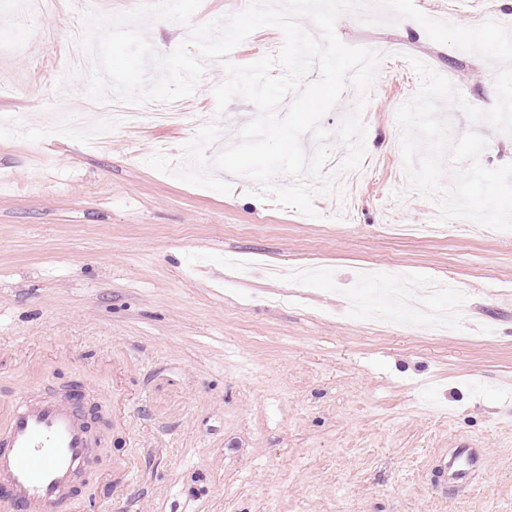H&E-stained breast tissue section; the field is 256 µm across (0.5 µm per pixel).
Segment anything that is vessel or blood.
Wrapping results in <instances>:
<instances>
[{"instance_id": "obj_1", "label": "vessel or blood", "mask_w": 512, "mask_h": 512, "mask_svg": "<svg viewBox=\"0 0 512 512\" xmlns=\"http://www.w3.org/2000/svg\"><path fill=\"white\" fill-rule=\"evenodd\" d=\"M86 407L75 397L33 402L19 397L0 426V512H72L74 481L89 469ZM479 464L471 449L448 459V482L468 479Z\"/></svg>"}]
</instances>
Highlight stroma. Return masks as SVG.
Segmentation results:
<instances>
[{
    "mask_svg": "<svg viewBox=\"0 0 512 512\" xmlns=\"http://www.w3.org/2000/svg\"><path fill=\"white\" fill-rule=\"evenodd\" d=\"M241 0H201L188 24L151 19L161 55L193 28L240 13ZM461 26L512 28V0H414ZM347 46L390 47L361 112L367 176L354 206L331 195L316 216L258 197L227 172L224 194L147 163L184 165L183 146L216 127V158L258 115L243 97L217 113L227 65L205 71L187 117L113 128L106 141L56 132V115L94 110L108 122L120 99L93 103L90 70H57L47 39L72 36L65 11L20 21L0 12V414L17 393L75 387L97 407L96 473L82 486L92 512H512V230L477 236L388 234L431 224L436 203L411 191L397 109L419 88L409 64L442 71L468 103L491 108L496 64L432 41L418 23L348 13ZM263 26L227 64L278 55ZM53 79L37 77V69ZM358 100L347 89L322 127L325 170L348 175L338 136ZM452 136L477 130L480 161L512 163V136L440 104ZM388 278L452 281L413 315L376 308L379 330L349 312L362 268ZM452 448L482 453L468 483L441 485ZM131 460L135 476L111 482Z\"/></svg>",
    "mask_w": 512,
    "mask_h": 512,
    "instance_id": "obj_1",
    "label": "stroma"
}]
</instances>
